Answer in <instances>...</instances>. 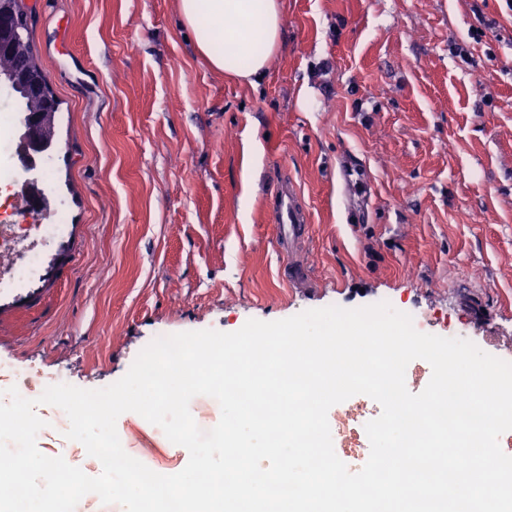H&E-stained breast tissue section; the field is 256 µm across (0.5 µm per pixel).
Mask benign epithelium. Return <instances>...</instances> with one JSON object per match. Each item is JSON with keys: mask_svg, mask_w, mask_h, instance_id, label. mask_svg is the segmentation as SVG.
<instances>
[{"mask_svg": "<svg viewBox=\"0 0 512 512\" xmlns=\"http://www.w3.org/2000/svg\"><path fill=\"white\" fill-rule=\"evenodd\" d=\"M0 27L12 37L5 48L20 49L23 42L20 23L7 7L0 10ZM0 100L18 113L17 148L12 167L19 170L21 196L28 200L30 210L38 214L48 205L47 193L39 186L37 173L40 160L54 150L53 140L45 134V122L47 114L56 110V103L41 82L30 79L20 70L0 77Z\"/></svg>", "mask_w": 512, "mask_h": 512, "instance_id": "obj_1", "label": "benign epithelium"}]
</instances>
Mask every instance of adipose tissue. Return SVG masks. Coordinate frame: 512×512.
I'll return each mask as SVG.
<instances>
[{
  "instance_id": "ef3b65f1",
  "label": "adipose tissue",
  "mask_w": 512,
  "mask_h": 512,
  "mask_svg": "<svg viewBox=\"0 0 512 512\" xmlns=\"http://www.w3.org/2000/svg\"><path fill=\"white\" fill-rule=\"evenodd\" d=\"M179 13L215 70L259 85L280 45L281 0H179Z\"/></svg>"
}]
</instances>
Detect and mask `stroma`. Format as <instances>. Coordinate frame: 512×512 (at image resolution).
<instances>
[{"mask_svg":"<svg viewBox=\"0 0 512 512\" xmlns=\"http://www.w3.org/2000/svg\"><path fill=\"white\" fill-rule=\"evenodd\" d=\"M59 101L44 172L70 225L25 287L0 291V362L100 389L181 332H234L380 302L512 348V9L505 0H282L258 87L216 71L178 0H23ZM310 89L316 104L299 95ZM366 167L346 221L340 163ZM286 172L309 215L270 220ZM307 279L292 283L289 263ZM127 452L173 475L186 450L133 413ZM270 195L271 220L279 224L283 244L293 248L305 240L308 234L309 219L301 194L291 180L287 182L279 173L275 176Z\"/></svg>","mask_w":512,"mask_h":512,"instance_id":"35a3bbf8","label":"stroma"}]
</instances>
